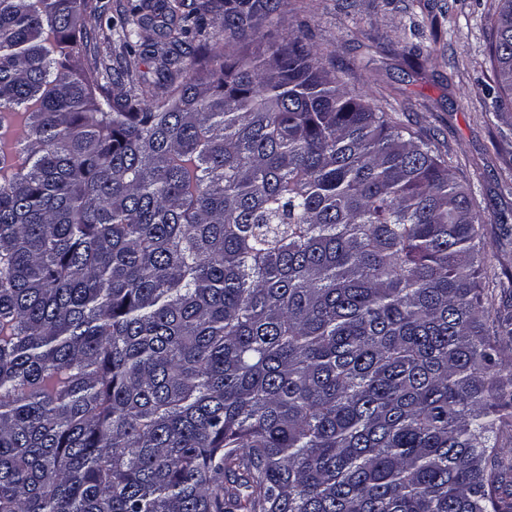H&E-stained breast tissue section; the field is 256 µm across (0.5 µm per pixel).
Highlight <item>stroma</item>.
I'll return each instance as SVG.
<instances>
[{
	"mask_svg": "<svg viewBox=\"0 0 512 512\" xmlns=\"http://www.w3.org/2000/svg\"><path fill=\"white\" fill-rule=\"evenodd\" d=\"M139 0H98L85 14L87 51L80 64L99 69L112 99L148 89L164 94L180 72L160 68L162 53L190 64L204 43L223 39L209 15L203 36L172 44L160 22L120 27ZM497 0H285L263 22L247 52L267 36L295 30L318 48L351 93L364 94L391 120L428 140L471 193L488 255L481 270L492 307L512 274V109L500 107L491 79L485 19Z\"/></svg>",
	"mask_w": 512,
	"mask_h": 512,
	"instance_id": "35a3bbf8",
	"label": "stroma"
}]
</instances>
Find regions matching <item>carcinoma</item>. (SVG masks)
Here are the masks:
<instances>
[{
  "instance_id": "carcinoma-1",
  "label": "carcinoma",
  "mask_w": 512,
  "mask_h": 512,
  "mask_svg": "<svg viewBox=\"0 0 512 512\" xmlns=\"http://www.w3.org/2000/svg\"><path fill=\"white\" fill-rule=\"evenodd\" d=\"M92 2L0 0V512H512V311L447 161L293 33L114 103Z\"/></svg>"
}]
</instances>
